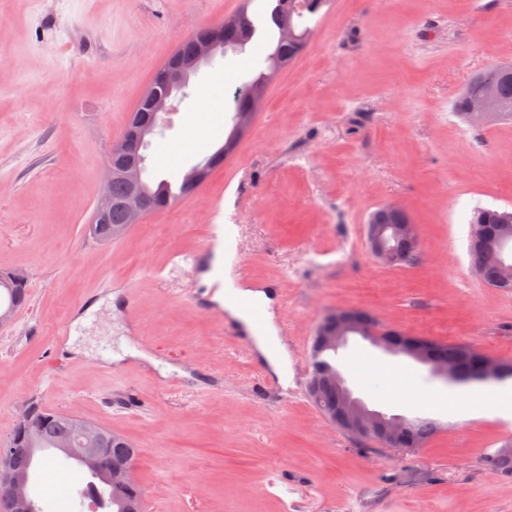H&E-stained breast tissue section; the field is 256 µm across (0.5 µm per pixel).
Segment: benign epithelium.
I'll return each instance as SVG.
<instances>
[{
    "label": "benign epithelium",
    "instance_id": "7a95c632",
    "mask_svg": "<svg viewBox=\"0 0 512 512\" xmlns=\"http://www.w3.org/2000/svg\"><path fill=\"white\" fill-rule=\"evenodd\" d=\"M287 9L281 16V36L285 43L307 44L310 33L299 30L292 21L296 3L285 2ZM243 28L240 15L224 21V36L201 38L192 53H176L162 68L157 79L149 84L141 101L146 103L154 116L145 120L138 115L131 118L122 138L121 147L114 150L107 162L103 188L96 203L93 223L106 225L108 236L119 238L133 224L141 222L153 205L152 191L148 181L146 161L139 154L140 147L149 142L164 125V118L173 111V101L188 87L190 78L214 57L229 51ZM264 100V89L259 88L249 96L248 107L237 113L225 136L224 153L234 152L250 134L255 114ZM500 112L495 85L486 86L484 95L471 103L468 115L473 123H482ZM205 179L204 167H191L183 178L187 194H193ZM124 182L127 187L124 205V221L112 224V183ZM382 211L388 220L382 222L372 214L365 225L366 242L371 254L382 265L398 267L407 251H419L421 247L417 226L409 212L396 204H385ZM472 262L478 271H483L487 259L497 256L503 247L512 242V220L506 218L501 224H477L473 230ZM360 336L373 345L390 353H402L432 363L441 375H448V353L432 358L429 338L379 324L369 312L359 309H340L326 317L317 327L312 350V373L308 384V396L313 404L341 431L361 440L371 441L382 447L399 448L406 441L403 417L387 415L371 409L348 385L343 374L334 367L320 361L321 354L336 351L344 346L349 337ZM460 357L474 364L479 377L498 379L512 371V364L466 348L459 351ZM74 439L57 445L52 453L61 459L73 461L86 473H100L106 468V460L96 448L86 447L94 440L96 428L84 421L74 420ZM12 437L0 443V489L9 497L11 512H35L29 490L30 478L16 472L11 464Z\"/></svg>",
    "mask_w": 512,
    "mask_h": 512
}]
</instances>
